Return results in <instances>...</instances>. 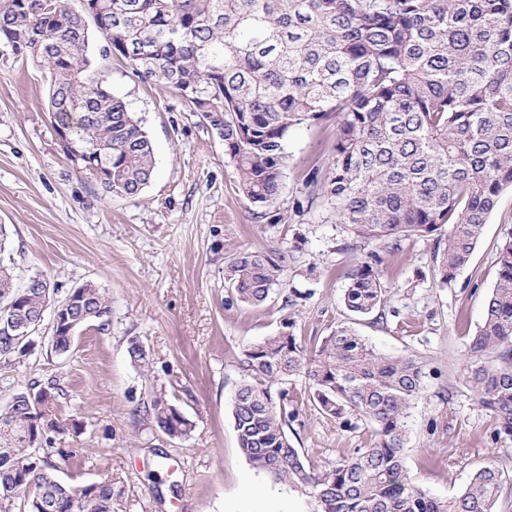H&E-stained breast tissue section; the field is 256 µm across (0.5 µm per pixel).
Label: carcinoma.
<instances>
[{
    "label": "carcinoma",
    "mask_w": 512,
    "mask_h": 512,
    "mask_svg": "<svg viewBox=\"0 0 512 512\" xmlns=\"http://www.w3.org/2000/svg\"><path fill=\"white\" fill-rule=\"evenodd\" d=\"M96 2L95 12L82 4ZM25 47L49 81L52 126L71 130L82 168H101L102 190L135 198L154 175V152L141 121L92 73L91 30L101 56L124 61L141 81L163 82L223 136L239 188L265 208L284 188L291 130L334 116L328 166L312 170V193L357 238L446 236L437 268L448 284L470 260L501 192L512 187V0H0V31ZM290 255L280 248L237 251L224 280L235 299L266 303L284 284ZM497 281L469 344L465 378L479 403L512 436V239L501 248ZM74 300L75 328L110 325L105 292L88 281L58 301L55 290L19 289L0 263V359L30 355L24 317ZM344 308L373 314L385 288L371 263L350 274ZM283 330L243 349V379L231 412L238 445L256 467L311 498L313 512H497L511 477L478 465L446 499L412 482L405 466V419L425 388L409 356L381 354L341 326L307 347ZM48 345L67 353L74 334L52 326ZM301 374L308 398L344 431L360 416L377 427L368 448L316 468L284 429L295 414L276 386ZM28 391L0 407V512L24 499L27 512H114L112 479L81 488L49 472L47 447L61 429L52 411L26 437ZM145 416L171 440L193 422L162 393ZM35 481L42 496L15 487Z\"/></svg>",
    "instance_id": "obj_1"
}]
</instances>
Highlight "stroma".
<instances>
[{"label": "stroma", "instance_id": "35a3bbf8", "mask_svg": "<svg viewBox=\"0 0 512 512\" xmlns=\"http://www.w3.org/2000/svg\"><path fill=\"white\" fill-rule=\"evenodd\" d=\"M102 44L92 33L93 70L142 119L154 148V178L132 199L103 195L63 150L36 60L0 54L4 256L18 285L43 274L62 298L93 281L112 308L109 328L79 329L70 353L41 342L29 356L0 361V404L51 378L61 389L53 474L73 487L111 479L115 512H311L307 497L243 456L230 409L244 347L288 318L306 346L349 323L376 350L420 362L426 389L406 420V465L431 495L457 493L489 458L511 471L512 437L498 434L464 368L499 250L512 237V190L501 194L468 265L442 285L435 270L444 245L436 236L361 241L311 196L306 181L328 164L334 120L290 132L283 193L261 212L239 191L223 141L200 115L168 85L142 82L126 64L101 56ZM270 246L288 250L283 280L306 299L291 307L277 290L261 308L237 303L225 260ZM372 254L386 288L384 316L354 320L340 298L353 268ZM133 339L143 343L146 365L131 363ZM287 389L296 418L286 433L313 464L335 466L373 441L368 419L344 431L310 404L304 377H289ZM158 390L194 421L188 437L169 439L143 416Z\"/></svg>", "mask_w": 512, "mask_h": 512}]
</instances>
